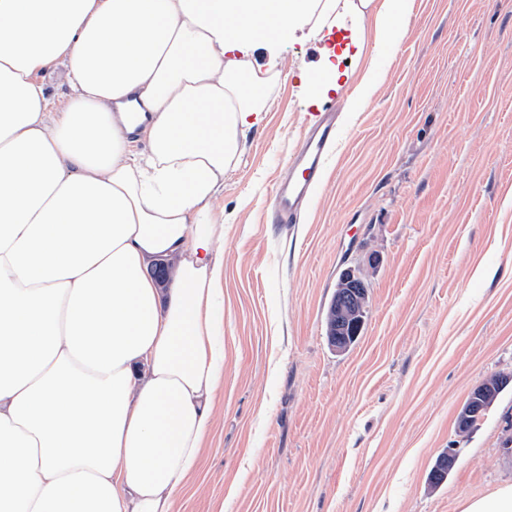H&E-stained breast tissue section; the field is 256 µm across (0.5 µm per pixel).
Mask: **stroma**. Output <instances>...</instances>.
<instances>
[{
    "label": "stroma",
    "mask_w": 512,
    "mask_h": 512,
    "mask_svg": "<svg viewBox=\"0 0 512 512\" xmlns=\"http://www.w3.org/2000/svg\"><path fill=\"white\" fill-rule=\"evenodd\" d=\"M398 26L384 53L366 19L341 64V136L296 224L269 212L315 107L300 76L333 40L297 28L257 53L278 78L213 202L224 389L174 512H460L512 482V385L457 429L477 385L512 375V0H414ZM369 66L372 102L350 109ZM350 268L369 299L340 353L325 317Z\"/></svg>",
    "instance_id": "1"
}]
</instances>
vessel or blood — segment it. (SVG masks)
Here are the masks:
<instances>
[{"label":"vessel or blood","mask_w":512,"mask_h":512,"mask_svg":"<svg viewBox=\"0 0 512 512\" xmlns=\"http://www.w3.org/2000/svg\"><path fill=\"white\" fill-rule=\"evenodd\" d=\"M339 135L336 106L332 103L324 104L308 123L306 133L293 153L287 178L276 187V223L297 222L311 189L324 177L331 157L330 149L337 144Z\"/></svg>","instance_id":"b4317fda"}]
</instances>
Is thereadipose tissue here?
Here are the masks:
<instances>
[{
	"instance_id": "obj_1",
	"label": "adipose tissue",
	"mask_w": 512,
	"mask_h": 512,
	"mask_svg": "<svg viewBox=\"0 0 512 512\" xmlns=\"http://www.w3.org/2000/svg\"><path fill=\"white\" fill-rule=\"evenodd\" d=\"M413 0H0V505L173 512L224 388L213 198L263 120L253 53ZM60 68L53 99L42 72ZM250 74L258 91L240 90ZM178 257L171 288L146 273Z\"/></svg>"
}]
</instances>
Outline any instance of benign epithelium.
Masks as SVG:
<instances>
[{
	"mask_svg": "<svg viewBox=\"0 0 512 512\" xmlns=\"http://www.w3.org/2000/svg\"><path fill=\"white\" fill-rule=\"evenodd\" d=\"M367 297L364 281L353 270L339 278L337 291L330 303L328 339L332 348L343 351L361 332L360 313Z\"/></svg>",
	"mask_w": 512,
	"mask_h": 512,
	"instance_id": "7a95c632",
	"label": "benign epithelium"
}]
</instances>
